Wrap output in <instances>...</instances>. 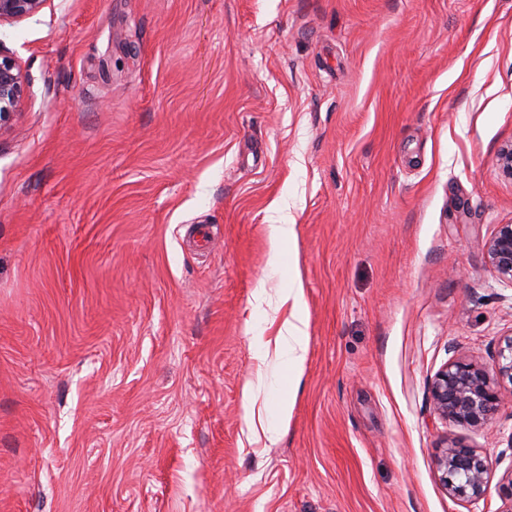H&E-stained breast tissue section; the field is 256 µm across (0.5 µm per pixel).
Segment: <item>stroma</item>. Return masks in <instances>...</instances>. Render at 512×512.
Listing matches in <instances>:
<instances>
[{"mask_svg": "<svg viewBox=\"0 0 512 512\" xmlns=\"http://www.w3.org/2000/svg\"><path fill=\"white\" fill-rule=\"evenodd\" d=\"M0 49V512H502L512 394L430 382L512 334V0H47ZM297 284L299 372L255 345ZM23 89L24 76L21 70L0 49V127L10 121L22 98ZM486 255L498 277L512 283V223L498 225L487 244ZM504 380L512 385V336L498 351L495 377L464 358L440 369L430 388L434 410L446 421L469 427L485 426L502 402L497 386ZM439 481L452 498H481L488 484L484 461L475 450L459 443H445L435 456Z\"/></svg>", "mask_w": 512, "mask_h": 512, "instance_id": "stroma-1", "label": "stroma"}]
</instances>
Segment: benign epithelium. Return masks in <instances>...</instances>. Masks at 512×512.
Listing matches in <instances>:
<instances>
[{"label": "benign epithelium", "mask_w": 512, "mask_h": 512, "mask_svg": "<svg viewBox=\"0 0 512 512\" xmlns=\"http://www.w3.org/2000/svg\"><path fill=\"white\" fill-rule=\"evenodd\" d=\"M46 0H0V23L38 13ZM24 76L15 61L0 53V127L14 114L23 94ZM487 260L498 277L512 283V223L500 224L486 247ZM512 384V336L497 355L495 373L459 358L440 369L431 383L435 412L447 421L469 427L489 423L502 402L498 384ZM439 481L452 498H481L488 484L484 461L459 443L441 447L435 456Z\"/></svg>", "instance_id": "obj_1"}]
</instances>
